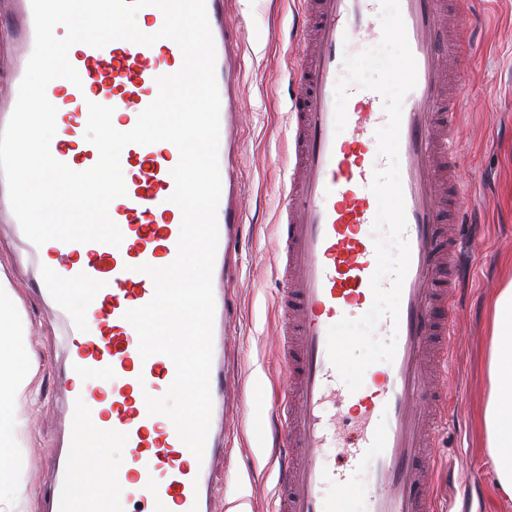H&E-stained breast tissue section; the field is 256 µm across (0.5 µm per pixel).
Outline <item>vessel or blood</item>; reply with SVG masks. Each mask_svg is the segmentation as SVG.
<instances>
[{
  "mask_svg": "<svg viewBox=\"0 0 512 512\" xmlns=\"http://www.w3.org/2000/svg\"><path fill=\"white\" fill-rule=\"evenodd\" d=\"M17 42L11 89L0 99V128L16 104L33 52L31 0H7ZM229 0H206L215 44V76L224 128L218 152L221 193L218 245L212 274L215 300L211 433L203 460L179 440L172 422L149 414L146 396H163L175 377L162 354L141 358L128 310L147 304L152 279L140 265L162 267L176 257L182 211L171 202V175L179 160L174 145L130 144L120 154L124 196L109 205L120 246L70 243L30 246L41 287L67 333L68 430L64 467L56 485V512H127L132 501L146 512H210L208 488L216 434L224 429L225 338L234 328L230 285L237 278L231 254L242 234L241 142L238 119L243 74L241 44L229 22ZM303 51L292 56L293 98L288 188L278 213L274 242L277 272L287 286L277 301V336L286 371L279 417L288 456L279 467L274 512H434L433 452L448 396L439 384L447 370L454 326L460 317V278L468 239L446 214L458 208L453 143L459 83L440 61H466L462 35L448 27V0H400L415 87L402 103L399 163L405 201L410 266L398 319L382 318V339H395L393 362L369 366L363 384L349 391L328 358L327 330L356 319L374 302L371 278L377 258L372 234L377 200L370 189L379 156L375 132L387 115L383 97L352 83L347 123L335 129V87L343 57L378 38L380 0H299ZM68 58L81 83L50 82L55 122L68 141L51 145L52 156L75 171L98 160L82 136L87 100L113 107L112 124L132 130L156 98V80L180 70L183 55L172 40L146 46L115 40L101 48L78 43ZM344 401L354 435L343 451L350 460L328 468L336 448V403ZM125 452L109 464L113 449Z\"/></svg>",
  "mask_w": 512,
  "mask_h": 512,
  "instance_id": "vessel-or-blood-1",
  "label": "vessel or blood"
}]
</instances>
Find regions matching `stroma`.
<instances>
[{
    "instance_id": "stroma-1",
    "label": "stroma",
    "mask_w": 512,
    "mask_h": 512,
    "mask_svg": "<svg viewBox=\"0 0 512 512\" xmlns=\"http://www.w3.org/2000/svg\"><path fill=\"white\" fill-rule=\"evenodd\" d=\"M295 0H232L231 21L243 49L241 182L245 224L237 284L238 327L228 344L234 386L244 395L231 408V434L212 473V512L242 506L272 512L278 492L273 403L285 370L276 340L281 283L274 264L276 219L288 183L290 56L299 36ZM457 20L468 41L461 77L457 179L464 220L479 240L462 279V307L443 386L448 420L435 453L448 472L435 480L438 512H512L499 497L479 419L489 392L488 359L496 290L512 279V0H464ZM0 270L9 277L33 323L26 347L36 371L38 404L27 429L29 512H49L63 442L66 366L62 328L42 296L37 269L9 225L0 223Z\"/></svg>"
}]
</instances>
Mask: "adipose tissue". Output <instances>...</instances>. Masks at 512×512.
I'll use <instances>...</instances> for the list:
<instances>
[{"instance_id":"ef3b65f1","label":"adipose tissue","mask_w":512,"mask_h":512,"mask_svg":"<svg viewBox=\"0 0 512 512\" xmlns=\"http://www.w3.org/2000/svg\"><path fill=\"white\" fill-rule=\"evenodd\" d=\"M492 309L491 389L480 427L494 463L495 484L512 499V281L493 296ZM30 329L10 281L0 271V447L10 451L8 467L0 470V512H27L24 406L36 399L25 346Z\"/></svg>"}]
</instances>
